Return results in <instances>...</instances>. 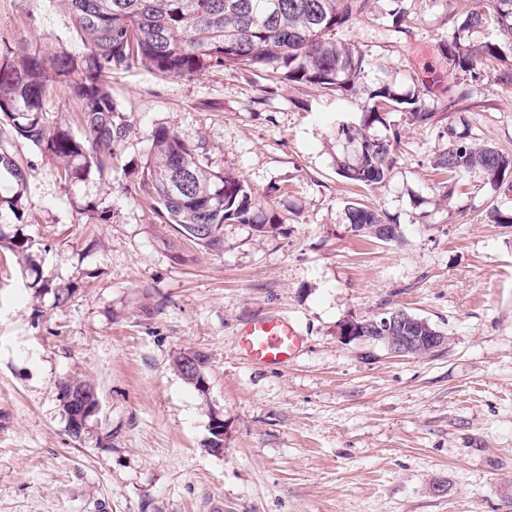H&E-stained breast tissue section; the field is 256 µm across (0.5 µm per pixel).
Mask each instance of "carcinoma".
Wrapping results in <instances>:
<instances>
[{
  "instance_id": "carcinoma-1",
  "label": "carcinoma",
  "mask_w": 512,
  "mask_h": 512,
  "mask_svg": "<svg viewBox=\"0 0 512 512\" xmlns=\"http://www.w3.org/2000/svg\"><path fill=\"white\" fill-rule=\"evenodd\" d=\"M73 33L84 45L81 55L68 50L45 57L35 50L0 46V125L61 162L59 175L81 181L91 171L112 168L113 147L127 134L124 112L113 101L109 82L115 70L145 67L163 76H192L236 66L270 70L278 79L341 95L367 84L366 50L341 42L338 33L352 27L370 8V0H67ZM387 23L402 29L403 0H391ZM451 36L442 51L458 94L453 108L471 88L496 72L512 85V0H491L481 13L463 0L460 16L450 18ZM64 87L82 103L86 133L49 121L45 103L53 86ZM361 128L344 126L339 135L354 146V157L339 162L338 174L355 184L375 188L388 180L397 162L398 132L389 116L399 113L411 126L431 124L434 113L414 92L397 93L386 83L365 89ZM448 146L434 160L435 168L462 176L473 171L502 183L512 175V156L493 146H473L448 126L441 133ZM154 151L147 156L134 193L149 202L164 224L186 240L209 249L224 247V225L250 224L257 232L277 230L273 218L259 224L256 199L244 182L214 171L175 132L160 126L153 133ZM0 204L23 219L19 202L27 182L25 170L0 148ZM350 231L357 236L378 224L391 223L363 203L347 207ZM212 233L196 236L197 225ZM205 355L181 354L174 360L179 374L196 387L204 385ZM59 399L73 397L81 411H67L83 420L94 417V388L79 379L58 384Z\"/></svg>"
}]
</instances>
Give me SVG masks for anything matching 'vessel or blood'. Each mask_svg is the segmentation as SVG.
Listing matches in <instances>:
<instances>
[{"instance_id":"vessel-or-blood-1","label":"vessel or blood","mask_w":512,"mask_h":512,"mask_svg":"<svg viewBox=\"0 0 512 512\" xmlns=\"http://www.w3.org/2000/svg\"><path fill=\"white\" fill-rule=\"evenodd\" d=\"M304 343L297 327L284 316L258 317L245 322L238 332L237 347L250 363L282 367Z\"/></svg>"}]
</instances>
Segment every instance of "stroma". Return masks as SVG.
Returning a JSON list of instances; mask_svg holds the SVG:
<instances>
[{
  "label": "stroma",
  "mask_w": 512,
  "mask_h": 512,
  "mask_svg": "<svg viewBox=\"0 0 512 512\" xmlns=\"http://www.w3.org/2000/svg\"><path fill=\"white\" fill-rule=\"evenodd\" d=\"M387 6L373 0L340 38L369 52L370 79L419 88L434 118L397 123L379 188L336 172L353 153L338 130L360 125L365 93L347 100L261 69L114 73L129 132L111 173L76 183L0 132L28 174L24 220L0 212V239L32 243L0 248V512H512V226L487 218L512 206V189L433 168L451 125L512 154V86L491 75L449 106L441 47L457 0H404L405 34L386 30ZM5 44L83 49L63 0H0ZM160 126L243 180L280 232L228 224L211 251L160 223L132 192ZM352 202L386 212L400 240L354 236ZM57 285L72 292L65 303ZM385 309L428 319L447 344L394 358L340 342L341 321ZM269 315L305 338L283 367L237 352L241 325ZM195 351L201 390L173 365ZM72 378L99 398L79 440L58 396Z\"/></svg>",
  "instance_id": "1"
}]
</instances>
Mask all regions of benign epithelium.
I'll use <instances>...</instances> for the list:
<instances>
[{
  "instance_id": "obj_1",
  "label": "benign epithelium",
  "mask_w": 512,
  "mask_h": 512,
  "mask_svg": "<svg viewBox=\"0 0 512 512\" xmlns=\"http://www.w3.org/2000/svg\"><path fill=\"white\" fill-rule=\"evenodd\" d=\"M417 329L413 315L402 309L379 312L366 321L348 319L337 327L341 342L362 343L380 342L388 354L395 357L416 356L429 346L441 349L447 342L444 335L431 333L428 336H416Z\"/></svg>"
}]
</instances>
